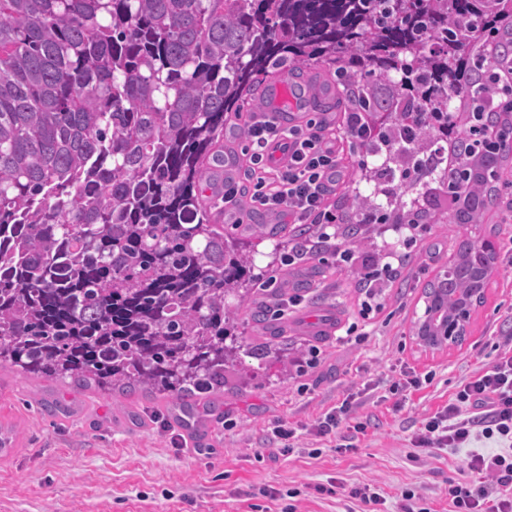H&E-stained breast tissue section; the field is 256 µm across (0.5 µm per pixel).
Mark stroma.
<instances>
[{
    "label": "stroma",
    "instance_id": "stroma-1",
    "mask_svg": "<svg viewBox=\"0 0 512 512\" xmlns=\"http://www.w3.org/2000/svg\"><path fill=\"white\" fill-rule=\"evenodd\" d=\"M499 180L478 223L390 230L355 247L349 263L317 248L293 264L272 263V251L291 252L298 227L263 225L255 241L260 218L242 199L251 219L236 235L255 243V271L273 265L296 304L269 324L253 320L258 302L250 300L240 330L254 346L276 341L281 361L263 366L247 355L225 372L198 449L184 445L177 413L141 389L105 394L1 367L0 512H363L347 490L364 483L381 489L386 512H400L406 490L420 512H449L448 481L465 452L425 455L416 441L463 382L493 368L512 336V161ZM481 238L498 242V259L465 342L424 348L414 329L425 289L461 242ZM362 262L395 264L399 274L370 298L353 272ZM329 314L335 335L308 336ZM414 377L416 389L407 384ZM343 405V423L319 434V422ZM280 424L296 431L285 452L273 434ZM329 484L336 494L318 493Z\"/></svg>",
    "mask_w": 512,
    "mask_h": 512
}]
</instances>
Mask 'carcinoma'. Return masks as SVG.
<instances>
[{
	"instance_id": "cac0c4a2",
	"label": "carcinoma",
	"mask_w": 512,
	"mask_h": 512,
	"mask_svg": "<svg viewBox=\"0 0 512 512\" xmlns=\"http://www.w3.org/2000/svg\"><path fill=\"white\" fill-rule=\"evenodd\" d=\"M321 68L365 136L340 207L397 229L481 212L484 130L512 96V0H0V367L141 387L195 409L224 390L251 246L211 219L224 124L263 78ZM460 94L448 96V86ZM459 105L452 106L453 101ZM471 161L448 177V119ZM412 176L388 188L387 172ZM429 326L483 287L459 246Z\"/></svg>"
}]
</instances>
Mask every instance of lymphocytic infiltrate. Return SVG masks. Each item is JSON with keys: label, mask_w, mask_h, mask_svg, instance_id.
<instances>
[{"label": "lymphocytic infiltrate", "mask_w": 512, "mask_h": 512, "mask_svg": "<svg viewBox=\"0 0 512 512\" xmlns=\"http://www.w3.org/2000/svg\"><path fill=\"white\" fill-rule=\"evenodd\" d=\"M323 130V123L313 119L286 131L271 118L253 123L248 129V171L224 179L228 219L243 223L239 200L246 195L265 213L288 215L297 224L334 223L325 200L336 191L339 163ZM276 141L287 151L288 164L275 169L266 150ZM482 440L491 441L492 450H475ZM418 446L428 453L445 447L467 449L459 478L448 481L452 512H512V353L463 383L448 405L427 421ZM486 476L493 477V485L483 484Z\"/></svg>", "instance_id": "1"}]
</instances>
